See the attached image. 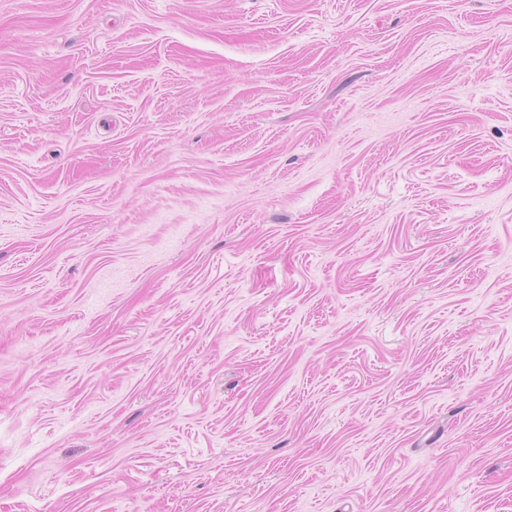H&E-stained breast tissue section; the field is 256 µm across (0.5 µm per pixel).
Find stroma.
I'll return each instance as SVG.
<instances>
[{"label":"stroma","instance_id":"1","mask_svg":"<svg viewBox=\"0 0 512 512\" xmlns=\"http://www.w3.org/2000/svg\"><path fill=\"white\" fill-rule=\"evenodd\" d=\"M0 512H512V0H0Z\"/></svg>","mask_w":512,"mask_h":512}]
</instances>
